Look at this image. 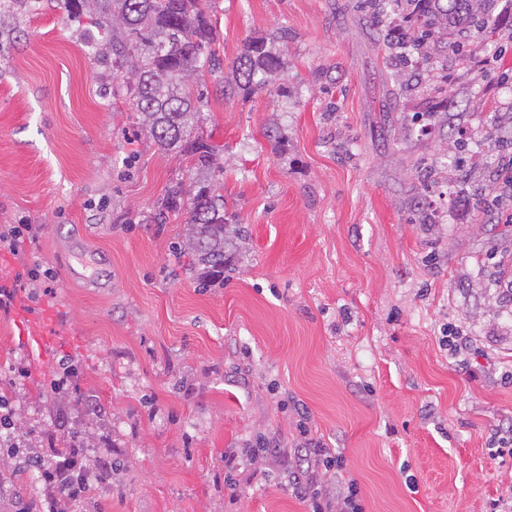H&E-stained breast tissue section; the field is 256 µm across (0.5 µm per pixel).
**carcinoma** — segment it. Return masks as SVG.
<instances>
[{"label":"carcinoma","mask_w":512,"mask_h":512,"mask_svg":"<svg viewBox=\"0 0 512 512\" xmlns=\"http://www.w3.org/2000/svg\"><path fill=\"white\" fill-rule=\"evenodd\" d=\"M498 0H359L369 14L383 46L396 59L423 54L450 35L457 49L471 33H487L488 17ZM74 20L85 13L103 17L100 27L109 38L112 70L127 72L126 96L142 116L143 130L163 150L184 157L195 179L171 185L151 217L163 224L171 212L189 201L180 248L191 255L189 271L206 288L229 269L232 251L247 237L246 227L229 208L224 187L214 183L219 149L199 134L201 101L192 81L204 68L220 69L212 43L215 31L203 0H61ZM402 11L406 27L392 36L388 20ZM281 69L279 55L265 39H252L233 63L232 82L219 80L221 92L264 88Z\"/></svg>","instance_id":"1"}]
</instances>
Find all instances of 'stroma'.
Listing matches in <instances>:
<instances>
[{"label":"stroma","instance_id":"obj_1","mask_svg":"<svg viewBox=\"0 0 512 512\" xmlns=\"http://www.w3.org/2000/svg\"><path fill=\"white\" fill-rule=\"evenodd\" d=\"M353 2L210 0L224 73L247 39L287 30L288 91L225 97L199 75L249 230L233 273L200 288L186 212L149 221L186 164L142 132L107 51L84 47L96 15L0 0V231L35 229L0 278L55 274L0 314V398L29 442L61 447L64 417L89 453L111 449L120 468L85 512H305L275 459L230 498L224 452L307 437L345 456L366 512H512V461L494 457L512 425V187L493 147L512 136V44L487 39L488 73L442 47L396 67ZM63 360L77 375L57 392Z\"/></svg>","mask_w":512,"mask_h":512}]
</instances>
